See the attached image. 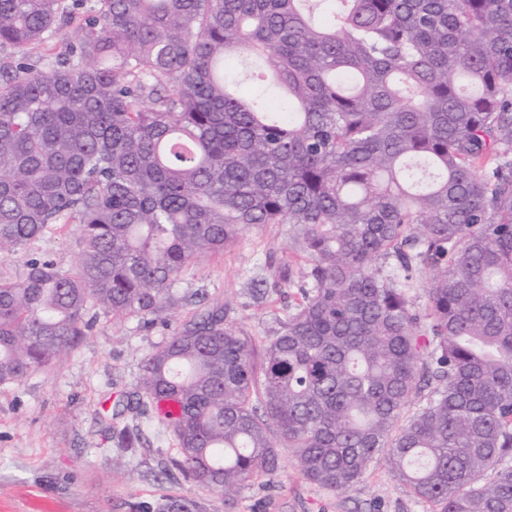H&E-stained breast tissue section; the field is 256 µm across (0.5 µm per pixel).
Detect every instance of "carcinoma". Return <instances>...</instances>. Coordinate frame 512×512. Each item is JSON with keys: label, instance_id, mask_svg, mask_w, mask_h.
<instances>
[{"label": "carcinoma", "instance_id": "1", "mask_svg": "<svg viewBox=\"0 0 512 512\" xmlns=\"http://www.w3.org/2000/svg\"><path fill=\"white\" fill-rule=\"evenodd\" d=\"M77 13L75 44L27 59ZM5 47L0 252L64 218L80 251L0 279V386L286 224L311 287L271 339L216 305L141 361L130 410L171 430L172 467L224 512L283 448L334 492L380 457L436 512H512V0H0ZM254 53L278 97L229 90Z\"/></svg>", "mask_w": 512, "mask_h": 512}]
</instances>
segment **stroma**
Instances as JSON below:
<instances>
[{"mask_svg":"<svg viewBox=\"0 0 512 512\" xmlns=\"http://www.w3.org/2000/svg\"><path fill=\"white\" fill-rule=\"evenodd\" d=\"M289 245L286 225L247 231L175 283L176 313L121 322L99 317L56 368L0 387V512H129L130 502L151 503L173 493L201 501L207 512H224L220 493L184 481L173 469L169 430L129 412L115 415V403L135 391L143 357L195 312L221 305L227 322L255 341H267L287 318L298 289L272 288L258 299L251 284L268 275L270 260L289 258ZM78 254L76 226L63 222L29 248L0 254V278L22 280L35 257L68 270ZM125 429L143 436L136 453L117 443ZM235 512H432V507L411 496L383 459L352 488L337 493L306 480L286 450L279 471L242 490Z\"/></svg>","mask_w":512,"mask_h":512,"instance_id":"obj_1","label":"stroma"}]
</instances>
